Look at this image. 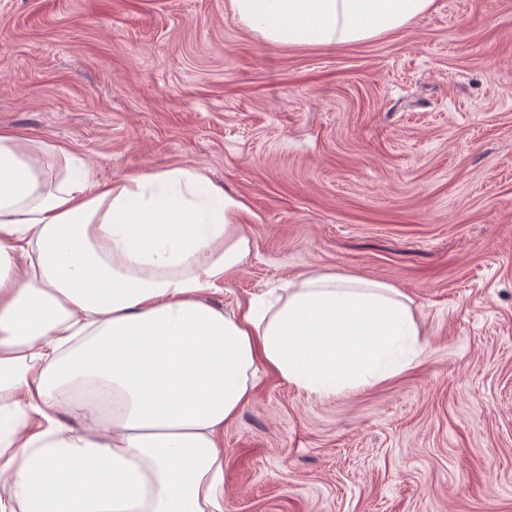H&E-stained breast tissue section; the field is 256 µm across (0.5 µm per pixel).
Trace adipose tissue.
Instances as JSON below:
<instances>
[{"mask_svg":"<svg viewBox=\"0 0 512 512\" xmlns=\"http://www.w3.org/2000/svg\"><path fill=\"white\" fill-rule=\"evenodd\" d=\"M433 3L229 0L282 46L367 40ZM240 208L191 166L101 182L0 134V512H222L224 429L260 369L331 397L420 358L381 281L314 272L225 309L252 250Z\"/></svg>","mask_w":512,"mask_h":512,"instance_id":"obj_1","label":"adipose tissue"}]
</instances>
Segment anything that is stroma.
Listing matches in <instances>:
<instances>
[{"mask_svg": "<svg viewBox=\"0 0 512 512\" xmlns=\"http://www.w3.org/2000/svg\"><path fill=\"white\" fill-rule=\"evenodd\" d=\"M3 132L238 199L225 306L312 272L409 298L425 350L393 377L320 399L258 372L224 512H512V0L297 46L229 0H0Z\"/></svg>", "mask_w": 512, "mask_h": 512, "instance_id": "obj_1", "label": "stroma"}]
</instances>
